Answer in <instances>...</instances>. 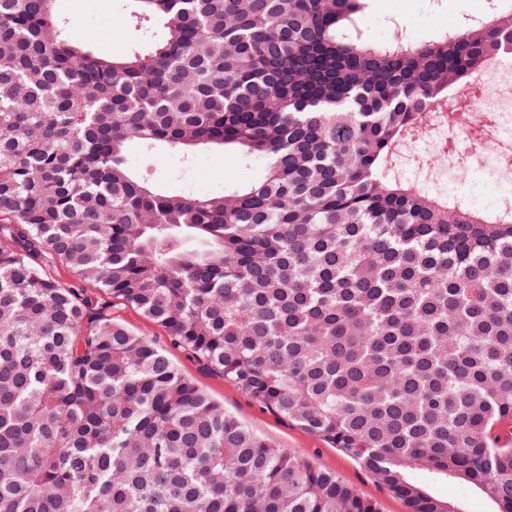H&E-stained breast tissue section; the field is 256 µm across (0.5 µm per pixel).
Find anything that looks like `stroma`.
<instances>
[{
    "label": "stroma",
    "mask_w": 512,
    "mask_h": 512,
    "mask_svg": "<svg viewBox=\"0 0 512 512\" xmlns=\"http://www.w3.org/2000/svg\"><path fill=\"white\" fill-rule=\"evenodd\" d=\"M477 8V0H371L364 23L374 40L402 36L420 42L433 32L471 16ZM133 9L132 0H58L57 3L58 13L69 18L72 30L81 35L91 34L97 50L105 55L126 50L136 40V33L128 25ZM428 138L424 132L407 142L400 162L402 178L430 195L456 196L468 206L493 209L498 187L490 175L477 169L471 144L450 139L438 151L428 147ZM131 162L140 174L166 189L196 195H216L223 193L227 185L258 181L266 167L263 158L246 162L238 152L228 149L199 150L187 161L176 154L157 161L152 155L136 152ZM109 310L129 330L165 349L184 375L255 434L288 453L336 472L366 498L377 501L381 512H408L405 501L358 461L273 410L261 407L222 374L209 370L182 349L172 347L164 330L140 311L119 303L110 304Z\"/></svg>",
    "instance_id": "obj_1"
}]
</instances>
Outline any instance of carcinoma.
I'll use <instances>...</instances> for the list:
<instances>
[{
	"mask_svg": "<svg viewBox=\"0 0 512 512\" xmlns=\"http://www.w3.org/2000/svg\"><path fill=\"white\" fill-rule=\"evenodd\" d=\"M55 2L0 0V512H380L48 258L409 512H463L416 470L512 512V211L395 172L426 107L494 66L512 8L376 43L366 0H135L160 34L105 56ZM132 144L233 147L266 173L173 193L133 172ZM112 318L139 336L152 340L164 349L181 372L189 377L211 399L223 404L255 434L270 440L288 453L305 457L315 465L335 471L345 482L356 487L366 498L377 501L381 512H408L405 501L390 492L373 473L358 461L290 422L271 409L261 407L248 394L222 374L209 370L203 363L182 349L170 344L162 328L144 315L124 304L109 305Z\"/></svg>",
	"mask_w": 512,
	"mask_h": 512,
	"instance_id": "cac0c4a2",
	"label": "carcinoma"
}]
</instances>
